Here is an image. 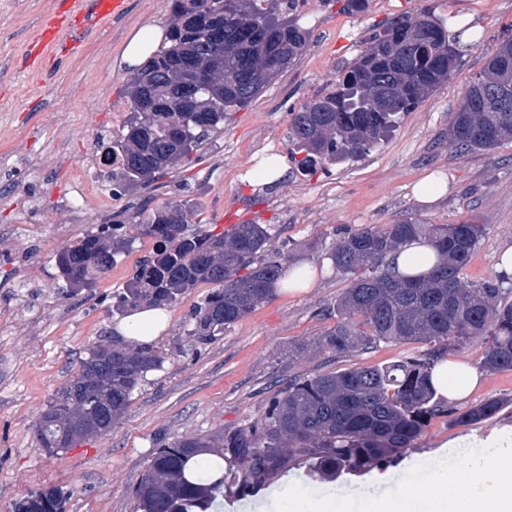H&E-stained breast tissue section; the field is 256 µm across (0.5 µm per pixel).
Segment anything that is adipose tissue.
Masks as SVG:
<instances>
[{
    "label": "adipose tissue",
    "mask_w": 512,
    "mask_h": 512,
    "mask_svg": "<svg viewBox=\"0 0 512 512\" xmlns=\"http://www.w3.org/2000/svg\"><path fill=\"white\" fill-rule=\"evenodd\" d=\"M432 379L438 395L459 399L477 387L480 375L466 363L443 359ZM406 501L426 503L430 512H512V451L430 469L410 485Z\"/></svg>",
    "instance_id": "obj_1"
}]
</instances>
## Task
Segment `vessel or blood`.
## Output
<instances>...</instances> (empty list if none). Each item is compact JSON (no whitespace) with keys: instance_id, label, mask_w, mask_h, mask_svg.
<instances>
[{"instance_id":"obj_1","label":"vessel or blood","mask_w":512,"mask_h":512,"mask_svg":"<svg viewBox=\"0 0 512 512\" xmlns=\"http://www.w3.org/2000/svg\"><path fill=\"white\" fill-rule=\"evenodd\" d=\"M128 7V0H60L57 11L44 17L33 33L19 71L35 70L50 52L79 54L101 22L121 19Z\"/></svg>"}]
</instances>
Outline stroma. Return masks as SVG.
Returning <instances> with one entry per match:
<instances>
[{"mask_svg":"<svg viewBox=\"0 0 512 512\" xmlns=\"http://www.w3.org/2000/svg\"><path fill=\"white\" fill-rule=\"evenodd\" d=\"M57 7L58 0H15L14 15L0 16V158L26 149L54 155L61 164L53 187L41 193V233L23 253L14 244L13 223L33 185L20 170L0 184V320L13 322L0 333V512H11L12 503L30 490L53 485L70 492L65 512H136L130 491L158 446L247 428L293 378L424 354L426 344L416 342H381L340 356L306 350L308 341L331 327L322 312L348 286L330 258L345 229L410 217L431 224H482L486 233L464 278L478 283L496 275L501 250L512 245V144L459 153L448 145V125L468 83L483 71L499 40L512 35V0H369L366 11L356 14L342 12V0H316L313 12L300 19L309 32L300 59L247 108L229 113L198 155L164 170L149 186L126 190L118 205H91L103 211L105 223L130 227L144 223L161 203L186 200L194 209L193 230L204 224L220 231L254 221L270 225L274 250L289 263L317 267L316 282L294 293L276 290L199 349L186 329L209 287L188 291L167 308L168 326L155 341L167 354L163 367L148 373L111 432L48 454L36 441L35 418L75 377L87 347L120 323L112 306L146 243L133 234L128 252L95 288H66L54 258L92 227L79 222L69 235L57 233L63 195L80 165L112 144L108 106L120 98L129 75L118 65L128 41L138 31L163 30L170 23L169 0H129L126 15L100 28L82 54L61 63L47 60L53 70L48 80L19 77L13 59L25 50L39 20ZM423 10L451 29L461 15L473 19L452 78L401 114L378 147L302 174L289 154L292 111L335 87L339 72L373 33ZM267 153L282 158L283 179L272 184L246 179ZM432 172L445 191L424 204L413 188ZM35 262L42 267L37 286L26 280ZM510 446L512 405L476 427L436 418L407 457L384 466L381 476L369 471L314 481L308 464H295L244 499L255 503L257 512H314L323 501L387 497L396 477L430 463L451 468L461 459L478 460Z\"/></svg>","mask_w":512,"mask_h":512,"instance_id":"35a3bbf8","label":"stroma"}]
</instances>
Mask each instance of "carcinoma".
I'll list each match as a JSON object with an SVG mask.
<instances>
[{"label":"carcinoma","instance_id":"1","mask_svg":"<svg viewBox=\"0 0 512 512\" xmlns=\"http://www.w3.org/2000/svg\"><path fill=\"white\" fill-rule=\"evenodd\" d=\"M292 0H170L171 22L162 46L132 69L124 87L130 114L117 146L121 165L112 184L134 187L199 150L231 108L246 107L294 64L309 34L282 9ZM459 51L448 29L427 12L408 16L370 37L342 70L330 93L292 112L289 140L303 173L341 163L375 148L410 112L447 83ZM512 143V37L499 42L483 72L466 87L448 126L459 152ZM187 202L164 203L136 225L156 247L127 281L114 308L121 315L171 305L200 283L212 285L190 317L188 336L200 347L274 294L288 260L266 257L265 224H237L216 233L205 225L187 232ZM484 224H397L351 229L330 257L350 285L330 315L336 324L317 348L338 355L380 342L414 341L430 348L384 367H357L296 378L271 397L250 427L186 437L154 453L132 491L137 512H211L230 485L243 492L265 484L297 458L312 473H361L391 464L414 447L432 419L475 426L508 403L488 398L461 411L430 384L439 360L476 340L488 371L512 370V280L502 274L479 283L463 279ZM426 239L438 254L426 274L398 278L389 258L406 243ZM131 239L123 224H104L55 259L59 277L78 291L94 287ZM165 357L152 344L118 337L87 348L72 379L39 413L35 437L51 454L105 435L149 372ZM62 489L46 486L13 504V512H63Z\"/></svg>","mask_w":512,"mask_h":512}]
</instances>
